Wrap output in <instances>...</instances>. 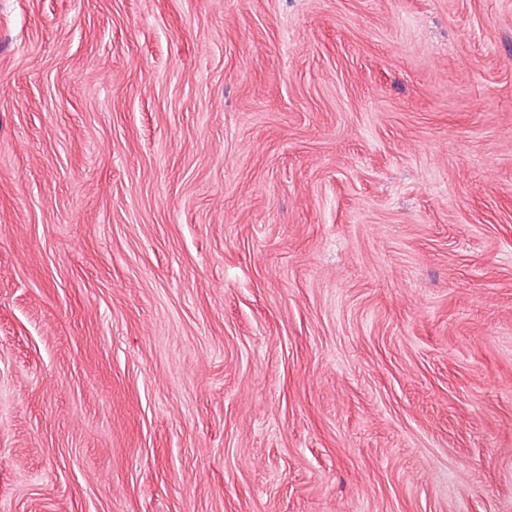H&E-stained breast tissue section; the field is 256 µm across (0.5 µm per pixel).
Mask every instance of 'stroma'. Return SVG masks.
<instances>
[{"instance_id":"1","label":"stroma","mask_w":512,"mask_h":512,"mask_svg":"<svg viewBox=\"0 0 512 512\" xmlns=\"http://www.w3.org/2000/svg\"><path fill=\"white\" fill-rule=\"evenodd\" d=\"M0 512H512V0H0Z\"/></svg>"}]
</instances>
